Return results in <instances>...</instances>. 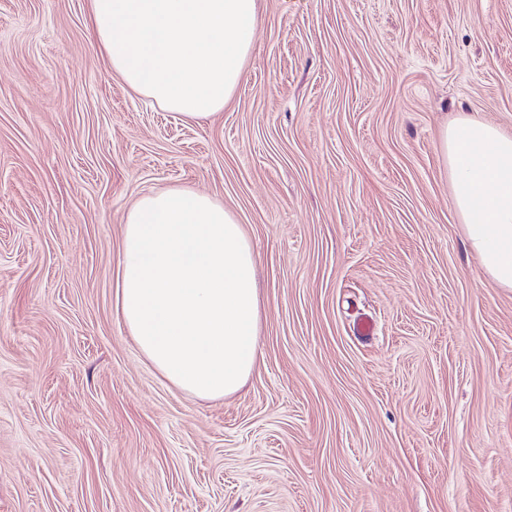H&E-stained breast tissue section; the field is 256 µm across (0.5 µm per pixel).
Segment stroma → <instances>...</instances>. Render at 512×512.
Wrapping results in <instances>:
<instances>
[{
	"instance_id": "stroma-1",
	"label": "stroma",
	"mask_w": 512,
	"mask_h": 512,
	"mask_svg": "<svg viewBox=\"0 0 512 512\" xmlns=\"http://www.w3.org/2000/svg\"><path fill=\"white\" fill-rule=\"evenodd\" d=\"M89 9L0 0V512H512V289L438 147L461 113L512 132V0H260L200 122L112 73ZM172 188L257 255L261 354L221 399L114 308L127 213Z\"/></svg>"
}]
</instances>
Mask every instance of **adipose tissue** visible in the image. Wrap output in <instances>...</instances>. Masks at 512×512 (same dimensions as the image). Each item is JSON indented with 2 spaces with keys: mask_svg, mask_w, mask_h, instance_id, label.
I'll return each mask as SVG.
<instances>
[{
  "mask_svg": "<svg viewBox=\"0 0 512 512\" xmlns=\"http://www.w3.org/2000/svg\"><path fill=\"white\" fill-rule=\"evenodd\" d=\"M257 0H91V34L134 92L183 118L221 110L250 55ZM439 151L471 251L512 288V134L463 116ZM115 311L146 359L200 399L237 392L258 360L260 310L253 245L222 202L170 189L129 210Z\"/></svg>",
  "mask_w": 512,
  "mask_h": 512,
  "instance_id": "obj_1",
  "label": "adipose tissue"
}]
</instances>
